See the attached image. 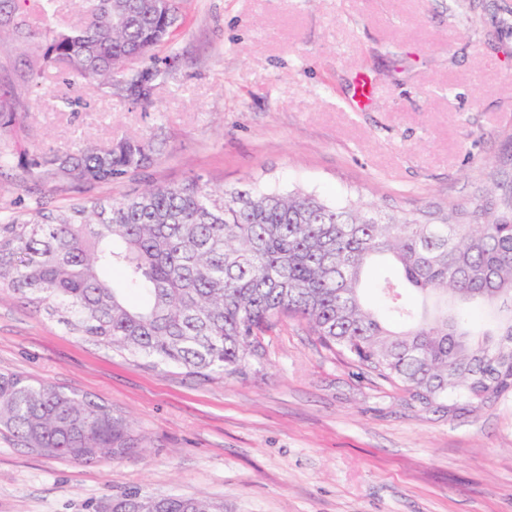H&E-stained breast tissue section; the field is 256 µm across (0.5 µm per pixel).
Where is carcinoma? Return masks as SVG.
Listing matches in <instances>:
<instances>
[{
  "label": "carcinoma",
  "mask_w": 512,
  "mask_h": 512,
  "mask_svg": "<svg viewBox=\"0 0 512 512\" xmlns=\"http://www.w3.org/2000/svg\"><path fill=\"white\" fill-rule=\"evenodd\" d=\"M45 29L0 4V33L31 50V79L61 61L63 83L106 91L167 73L155 48L184 24L185 0H78L81 20L50 27L57 0H35ZM15 104L0 96V141ZM511 149L484 202L389 217L363 202L296 190L216 189L198 179L120 198L77 199L0 218V292L66 333L188 377H233L258 356L275 319L306 324L322 344L426 406L483 405L512 393ZM136 137L107 149L42 154L49 182L110 184L146 167ZM0 428L32 452L114 460L136 447L112 404L0 373ZM93 512H224L205 498H112Z\"/></svg>",
  "instance_id": "carcinoma-1"
}]
</instances>
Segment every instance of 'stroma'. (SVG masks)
<instances>
[{
    "instance_id": "1",
    "label": "stroma",
    "mask_w": 512,
    "mask_h": 512,
    "mask_svg": "<svg viewBox=\"0 0 512 512\" xmlns=\"http://www.w3.org/2000/svg\"><path fill=\"white\" fill-rule=\"evenodd\" d=\"M151 106L63 68L30 82L0 38V88L28 118L17 153L153 142L154 163L94 197L194 178L297 188L384 212L481 198L512 128V0H186ZM24 169L0 170V215L61 205ZM242 375L150 369L66 333L0 292V372L111 402L143 449L81 462L0 434V512H91L124 491L223 502L224 512H512V395L427 410L399 386L282 318Z\"/></svg>"
}]
</instances>
